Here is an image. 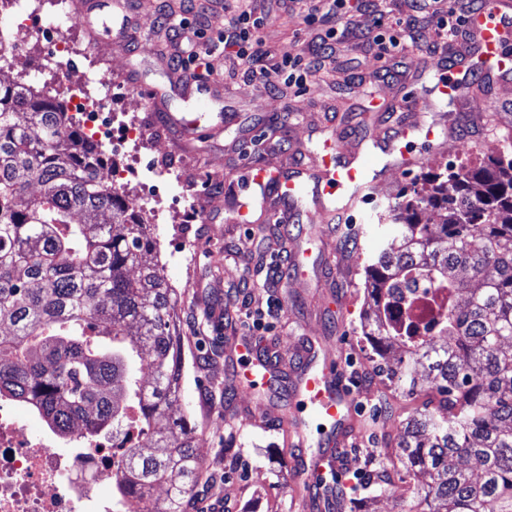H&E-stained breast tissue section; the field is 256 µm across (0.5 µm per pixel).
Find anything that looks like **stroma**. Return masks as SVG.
Wrapping results in <instances>:
<instances>
[{"label": "stroma", "mask_w": 512, "mask_h": 512, "mask_svg": "<svg viewBox=\"0 0 512 512\" xmlns=\"http://www.w3.org/2000/svg\"><path fill=\"white\" fill-rule=\"evenodd\" d=\"M225 0H199L193 12H186L184 0H127L123 16L112 14L111 0H100L93 26L101 38L117 85L129 88L125 99L116 101L115 112H134L146 126H155L154 113L145 98L157 90L165 108L174 118L192 111L191 100L178 80L179 66L169 56L177 52L175 34L160 24L162 14L186 16L194 26H207L216 35L224 22ZM255 12L267 15L266 45L272 60L300 53H316L325 34L322 23L306 20L307 0H253ZM371 23L366 14L342 22L343 36L335 44V56L302 89L272 88L254 78L247 66L215 53L200 57L189 70L200 80L223 89V101L204 110L199 120L205 126L222 127L217 138L199 137L196 142L205 161L203 166L185 164L178 185L168 189L162 215L143 207L142 216L152 224L157 242L148 263L164 268L169 284L177 292L176 312L181 336L183 390L174 407L175 415H187L196 425L195 446L203 461L220 463L226 477L201 493L207 503L222 512L233 502L232 512H303L291 494L297 474L291 458L281 454L277 434L237 417L241 404L251 402L247 393L225 400V339L235 335L240 323L226 312L231 298L228 288L244 289L250 309H272L273 328L261 336V344L292 346L309 336H320L332 347L344 366L346 384L358 395L357 410L364 423L359 438L348 441L350 450L343 462L341 478L335 481L339 500L350 497L348 478L362 479L382 472L375 448L383 431L398 433L409 411L401 394L376 369V356L360 331L364 310V274L360 258L372 255L379 243L375 213L391 202L409 180V173L385 170L379 194L361 204L348 219L330 223V240L338 268L327 273L328 293L315 291L317 269L307 276H286L274 291L258 285L255 272L263 266L282 263L292 251L310 250L320 256V239L311 230L319 225L315 209L300 211L297 218L279 227L266 226L248 233L244 225L225 220L224 173L236 168L240 158L236 140L241 122H249L266 135L258 159L279 164L288 158L315 154L325 140L341 138L345 154L356 145L349 141L352 130L371 137L378 125L374 106L399 102L404 87L426 90L427 76L421 75V61L427 53L411 50L403 60L400 76L369 81L370 72L380 69L382 60L366 47L360 32ZM512 135V116L499 125L464 123L445 146L428 149L414 144L422 159L420 172L436 170L446 163L476 162L497 155L507 135ZM181 136L170 126L160 138L129 154L122 146L108 149L113 164L125 168L131 181L149 184L155 169L175 154ZM188 198L203 211L207 220L193 221L190 213L179 212L181 198ZM200 243L196 261H187L184 244ZM232 440L233 453H225V440Z\"/></svg>", "instance_id": "stroma-1"}]
</instances>
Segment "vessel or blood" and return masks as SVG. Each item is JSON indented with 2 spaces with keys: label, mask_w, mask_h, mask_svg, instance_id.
I'll return each mask as SVG.
<instances>
[{
  "label": "vessel or blood",
  "mask_w": 512,
  "mask_h": 512,
  "mask_svg": "<svg viewBox=\"0 0 512 512\" xmlns=\"http://www.w3.org/2000/svg\"><path fill=\"white\" fill-rule=\"evenodd\" d=\"M466 27L469 41L452 48L450 61L437 68L433 97L406 91L399 103L406 119L381 129L379 147L398 170L410 171L420 164L419 156L409 149L410 143L418 138L432 146L445 143L451 134L450 122L473 118V103L484 102L495 112L512 110V102L494 91L499 77L512 74V0H485L480 9L468 15ZM418 112H435L439 118L420 122L414 118ZM258 138L253 132L238 142L241 167L225 175L224 187L257 191L261 204L229 211L226 219L231 223H288L296 216L295 202L303 198L312 199L327 222L332 216L351 212L377 188V178L370 173V154L344 155L338 142L333 141L325 143L318 155L286 167L257 164L253 161V144ZM295 353L301 361L288 371L283 367L282 352L259 349L253 337L239 333L226 340L232 387L251 393L260 386L269 389L289 383L295 411H276L271 403L260 399L248 418L278 427L284 447L296 449L294 464L300 480L297 493L303 497L307 512H324L329 499L318 478L336 461L328 452L314 450L303 413L312 411L329 426L333 436L345 440L358 431L356 396L342 377L334 351L321 337H307Z\"/></svg>",
  "instance_id": "vessel-or-blood-1"
}]
</instances>
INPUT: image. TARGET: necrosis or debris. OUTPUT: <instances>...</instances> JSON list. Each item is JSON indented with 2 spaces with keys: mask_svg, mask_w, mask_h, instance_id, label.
Returning a JSON list of instances; mask_svg holds the SVG:
<instances>
[{
  "mask_svg": "<svg viewBox=\"0 0 512 512\" xmlns=\"http://www.w3.org/2000/svg\"><path fill=\"white\" fill-rule=\"evenodd\" d=\"M14 17L5 51L49 47L54 60L74 56L86 63L77 79L37 85L42 95L58 94L80 129L99 142L114 140L109 122L112 76L100 70L97 48L77 41L82 29L69 0H9ZM119 450L99 436L72 452L50 436L30 435L9 401H0V512H98L95 489L112 482Z\"/></svg>",
  "mask_w": 512,
  "mask_h": 512,
  "instance_id": "necrosis-or-debris-1",
  "label": "necrosis or debris"
}]
</instances>
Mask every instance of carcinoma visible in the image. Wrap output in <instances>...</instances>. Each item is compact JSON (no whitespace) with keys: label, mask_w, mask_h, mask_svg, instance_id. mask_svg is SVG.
<instances>
[{"label":"carcinoma","mask_w":512,"mask_h":512,"mask_svg":"<svg viewBox=\"0 0 512 512\" xmlns=\"http://www.w3.org/2000/svg\"><path fill=\"white\" fill-rule=\"evenodd\" d=\"M104 161L56 100L0 83V400L62 437L121 432L112 496L186 512L202 470L193 429L155 427L181 397L176 292ZM427 210L440 223L422 222ZM387 218L393 235L363 266L362 331L416 405L398 442L382 435L383 467L428 477L411 512H512V143L486 166L414 177ZM421 307L435 316L412 317Z\"/></svg>","instance_id":"carcinoma-1"}]
</instances>
